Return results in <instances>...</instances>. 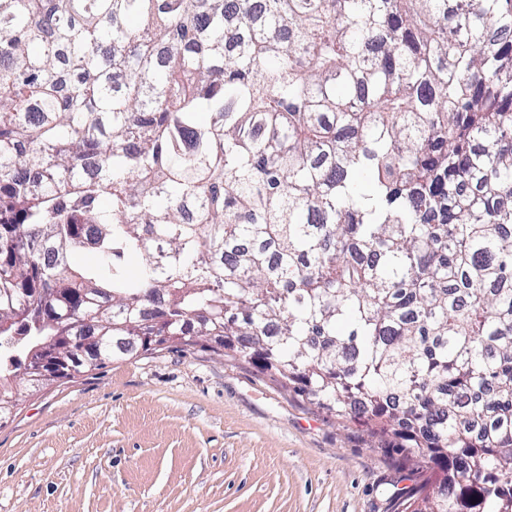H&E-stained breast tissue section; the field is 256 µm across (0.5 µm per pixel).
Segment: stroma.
<instances>
[{"label":"stroma","instance_id":"obj_1","mask_svg":"<svg viewBox=\"0 0 512 512\" xmlns=\"http://www.w3.org/2000/svg\"><path fill=\"white\" fill-rule=\"evenodd\" d=\"M0 422V512H396L365 425L197 346L47 385Z\"/></svg>","mask_w":512,"mask_h":512}]
</instances>
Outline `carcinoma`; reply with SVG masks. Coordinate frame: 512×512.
Listing matches in <instances>:
<instances>
[{
    "label": "carcinoma",
    "mask_w": 512,
    "mask_h": 512,
    "mask_svg": "<svg viewBox=\"0 0 512 512\" xmlns=\"http://www.w3.org/2000/svg\"><path fill=\"white\" fill-rule=\"evenodd\" d=\"M158 325L512 512V0H0V414ZM68 350H71V340L68 336H55L52 343L39 346L35 349L32 365L27 370V377L33 380L47 378L49 375L46 368L56 363L51 357L63 359L62 353Z\"/></svg>",
    "instance_id": "1"
}]
</instances>
